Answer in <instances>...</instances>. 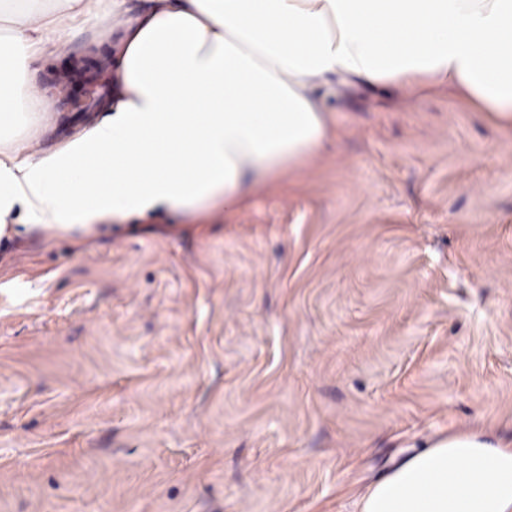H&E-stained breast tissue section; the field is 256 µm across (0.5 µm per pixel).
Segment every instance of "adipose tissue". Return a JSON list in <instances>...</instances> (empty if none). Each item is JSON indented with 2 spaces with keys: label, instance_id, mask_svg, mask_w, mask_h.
I'll return each instance as SVG.
<instances>
[{
  "label": "adipose tissue",
  "instance_id": "ef3b65f1",
  "mask_svg": "<svg viewBox=\"0 0 512 512\" xmlns=\"http://www.w3.org/2000/svg\"><path fill=\"white\" fill-rule=\"evenodd\" d=\"M108 19L103 115L50 151L31 64ZM452 88L512 128V0H0V232L232 208L314 162L330 77ZM359 512H512V442L470 429L399 460Z\"/></svg>",
  "mask_w": 512,
  "mask_h": 512
}]
</instances>
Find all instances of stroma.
<instances>
[{"label": "stroma", "instance_id": "1", "mask_svg": "<svg viewBox=\"0 0 512 512\" xmlns=\"http://www.w3.org/2000/svg\"><path fill=\"white\" fill-rule=\"evenodd\" d=\"M94 95L55 98L52 147ZM321 159L232 212L0 236V512H358L392 460L512 436V132L332 84Z\"/></svg>", "mask_w": 512, "mask_h": 512}]
</instances>
